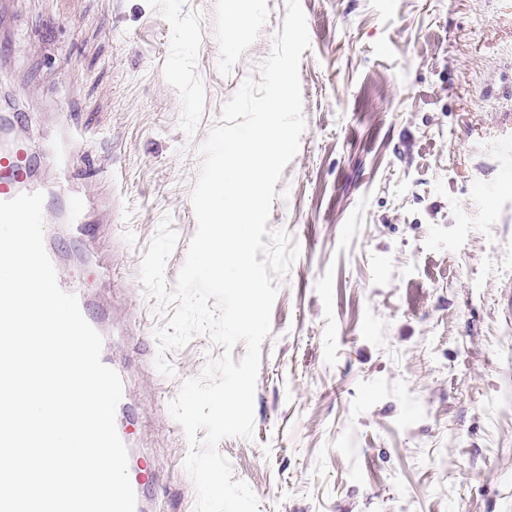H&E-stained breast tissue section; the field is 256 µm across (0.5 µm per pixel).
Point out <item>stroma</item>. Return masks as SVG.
<instances>
[{"label": "stroma", "instance_id": "obj_1", "mask_svg": "<svg viewBox=\"0 0 512 512\" xmlns=\"http://www.w3.org/2000/svg\"><path fill=\"white\" fill-rule=\"evenodd\" d=\"M311 47L305 129L269 227L301 249L261 345L254 437L218 451L258 512H512V0H301ZM0 0V95L28 113L17 145L60 122L71 176L106 201L94 246L111 277L108 353L126 373L135 442L161 512H194L189 449L169 404L220 356L208 336L166 352L139 278L163 216L175 283L196 230L199 148L257 76L285 0ZM193 42L184 39L185 28ZM63 272L80 245L46 216ZM249 2V0H236L235 9L225 25L224 37L228 49L234 47L238 31L252 21Z\"/></svg>", "mask_w": 512, "mask_h": 512}]
</instances>
